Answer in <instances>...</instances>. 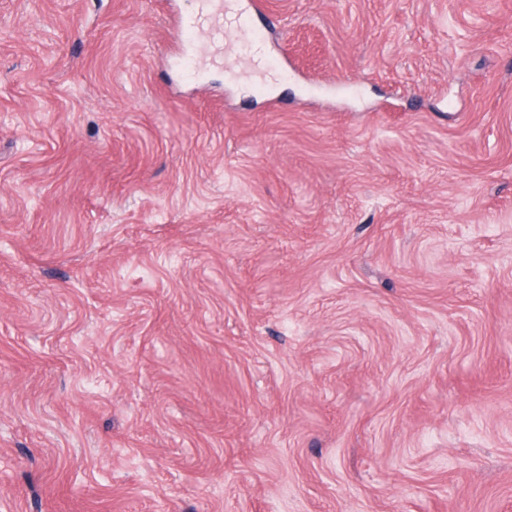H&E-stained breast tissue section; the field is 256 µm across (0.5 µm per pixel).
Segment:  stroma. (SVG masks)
Listing matches in <instances>:
<instances>
[{
	"instance_id": "stroma-1",
	"label": "stroma",
	"mask_w": 512,
	"mask_h": 512,
	"mask_svg": "<svg viewBox=\"0 0 512 512\" xmlns=\"http://www.w3.org/2000/svg\"><path fill=\"white\" fill-rule=\"evenodd\" d=\"M0 0V512H512V0ZM205 2V1H203ZM246 18L241 15L230 16L224 11L215 10L209 2H205L201 10L193 18L178 20V35L180 46L189 38L194 36L196 30L201 27L206 29L211 36L224 39V31L229 27H243Z\"/></svg>"
}]
</instances>
